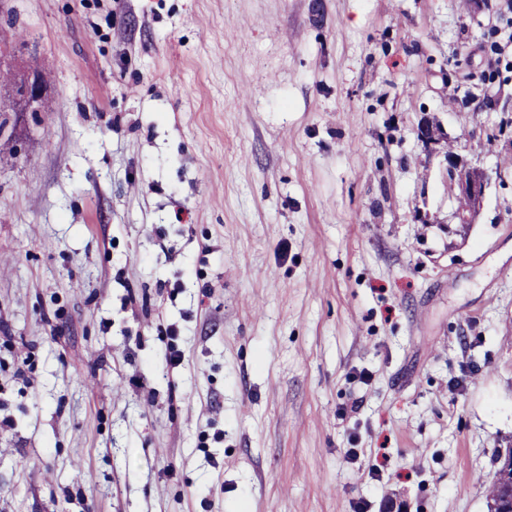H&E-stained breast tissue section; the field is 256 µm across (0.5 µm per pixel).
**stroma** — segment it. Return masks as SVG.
Returning <instances> with one entry per match:
<instances>
[{"mask_svg":"<svg viewBox=\"0 0 512 512\" xmlns=\"http://www.w3.org/2000/svg\"><path fill=\"white\" fill-rule=\"evenodd\" d=\"M0 46L46 83L0 88V512H490L512 0H0ZM448 155V190L458 198L459 224H470L478 212L488 184L486 173L457 153ZM468 205V206H467ZM466 207V208H465ZM465 208V209H464Z\"/></svg>","mask_w":512,"mask_h":512,"instance_id":"35a3bbf8","label":"stroma"}]
</instances>
